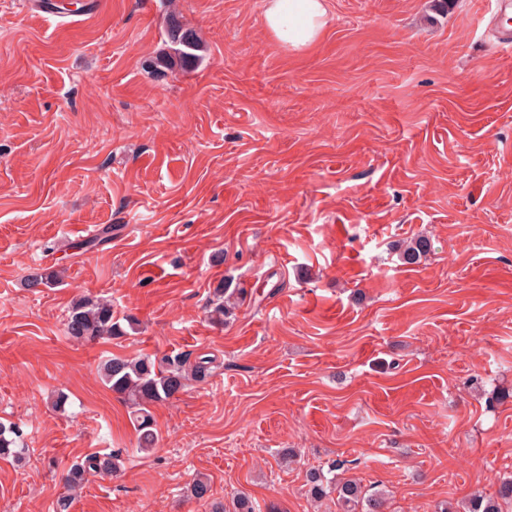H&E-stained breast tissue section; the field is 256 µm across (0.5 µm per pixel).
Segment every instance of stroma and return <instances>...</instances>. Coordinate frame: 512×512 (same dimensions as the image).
I'll list each match as a JSON object with an SVG mask.
<instances>
[{"label":"stroma","mask_w":512,"mask_h":512,"mask_svg":"<svg viewBox=\"0 0 512 512\" xmlns=\"http://www.w3.org/2000/svg\"><path fill=\"white\" fill-rule=\"evenodd\" d=\"M52 2L0 0V421L25 444L0 459V512H54L99 450L120 469L70 512L238 494L339 512L307 485L335 460L383 512L494 494L512 477V47L487 0H328L300 52L264 0ZM171 12L201 59L160 73ZM419 235L430 252L403 264ZM35 272L61 282L24 288ZM221 284L241 296L217 324ZM88 294L134 332L71 340ZM177 353L218 368L151 406L140 451L99 368Z\"/></svg>","instance_id":"1"}]
</instances>
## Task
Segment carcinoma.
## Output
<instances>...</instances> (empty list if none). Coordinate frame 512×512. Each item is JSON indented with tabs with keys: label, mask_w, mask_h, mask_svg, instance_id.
<instances>
[{
	"label": "carcinoma",
	"mask_w": 512,
	"mask_h": 512,
	"mask_svg": "<svg viewBox=\"0 0 512 512\" xmlns=\"http://www.w3.org/2000/svg\"><path fill=\"white\" fill-rule=\"evenodd\" d=\"M167 50L154 61L161 70L186 69L198 58L201 40L197 33L185 27L176 16L169 15L166 22ZM431 243L420 236L410 240L401 252L406 264H416L421 256L429 252ZM70 339L92 342L103 337L122 338L128 332L114 316L112 304L98 297H82L74 301L65 322ZM189 356L166 355L161 358L150 356L121 357L107 359L101 367V379L112 392L125 397L138 414L139 449L156 447L158 437L152 427L150 407L173 398L190 380L203 382L213 372V360L202 358L191 364ZM25 448L23 432L14 424L0 422V458H23ZM344 463L334 461L328 470H312L307 475L310 494L321 499L334 491L342 512H383V497L378 493L362 490L360 483L353 479H338L332 473L341 469ZM117 471V455L94 452L85 455L74 464L64 478L66 492L55 505V512H70L75 498L74 491L83 487L90 476H106ZM512 504V478L502 481L493 498L476 496L470 503L469 512H500V503Z\"/></svg>",
	"instance_id": "obj_1"
}]
</instances>
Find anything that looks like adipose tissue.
Wrapping results in <instances>:
<instances>
[{"instance_id":"obj_1","label":"adipose tissue","mask_w":512,"mask_h":512,"mask_svg":"<svg viewBox=\"0 0 512 512\" xmlns=\"http://www.w3.org/2000/svg\"><path fill=\"white\" fill-rule=\"evenodd\" d=\"M328 0H265L264 18L275 40L293 52L317 42L328 23Z\"/></svg>"}]
</instances>
